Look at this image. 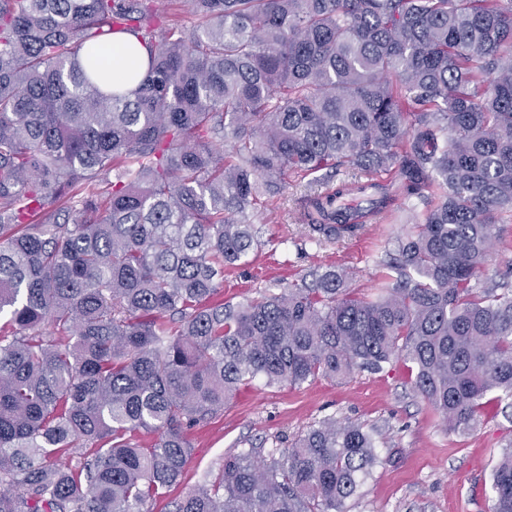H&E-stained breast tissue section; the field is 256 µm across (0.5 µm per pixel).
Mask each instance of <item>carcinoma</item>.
<instances>
[{"mask_svg": "<svg viewBox=\"0 0 512 512\" xmlns=\"http://www.w3.org/2000/svg\"><path fill=\"white\" fill-rule=\"evenodd\" d=\"M186 3L189 33L153 0H0V512H148L187 431L256 378L402 362L453 432L512 407V285L482 276L512 249V0ZM116 32L147 52L131 92L107 77ZM341 165L425 205L378 293L326 270L213 301L260 245L249 211ZM356 190L301 202L312 239L361 227ZM378 463L327 418L225 457L173 512H346ZM491 489L512 512V443Z\"/></svg>", "mask_w": 512, "mask_h": 512, "instance_id": "obj_1", "label": "carcinoma"}]
</instances>
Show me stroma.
Wrapping results in <instances>:
<instances>
[{"instance_id": "1", "label": "stroma", "mask_w": 512, "mask_h": 512, "mask_svg": "<svg viewBox=\"0 0 512 512\" xmlns=\"http://www.w3.org/2000/svg\"><path fill=\"white\" fill-rule=\"evenodd\" d=\"M330 186L310 176L289 178L279 197L250 214L260 245L246 262L225 270L221 299L235 303L278 293L328 269L346 271L348 287L371 292L385 250L424 207L415 199L397 200L392 212L358 235L319 244L308 237L299 202ZM328 417L372 432L380 457L358 496L346 502L347 512H490L492 470L512 442V422L491 414L471 432L449 431L399 365L299 387L268 386L259 378L241 387L222 413L189 431L192 457L185 472L167 497L149 503L150 512H169L170 501L213 479L225 455L252 450L269 456Z\"/></svg>"}]
</instances>
